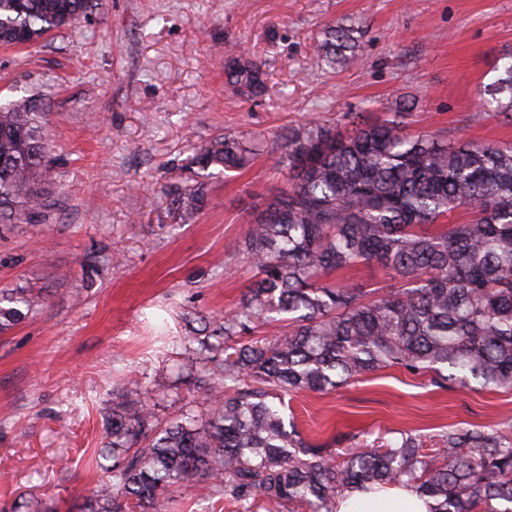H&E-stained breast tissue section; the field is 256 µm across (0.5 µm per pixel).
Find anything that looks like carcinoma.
<instances>
[{
	"label": "carcinoma",
	"instance_id": "cac0c4a2",
	"mask_svg": "<svg viewBox=\"0 0 512 512\" xmlns=\"http://www.w3.org/2000/svg\"><path fill=\"white\" fill-rule=\"evenodd\" d=\"M97 0H0V46L32 47L89 18ZM353 26H330L319 44L329 65L356 64ZM483 110L512 113V53L501 58ZM227 83L258 96L266 74L239 55ZM38 100L0 105V223L28 224L46 209L51 159ZM292 127L277 163L290 181L232 249L257 279L236 309L190 337L209 365L197 377L203 401L160 417L128 380L102 409L95 452L105 480L84 512H170L174 493L228 499L238 512L290 504L336 512L358 491L402 483L432 501L430 512H512V433L458 427L421 452L403 432L379 448L332 452L305 441L284 398L328 393L380 369L434 376V383L512 390V142H448L409 132L398 112L345 116ZM261 151L233 135L194 148L200 181L170 190L180 218L202 207L209 169L231 178ZM468 210V217L452 214ZM378 264L399 279L384 293L370 282L333 279ZM41 306L26 288L0 289V333ZM285 322L275 342L244 340Z\"/></svg>",
	"mask_w": 512,
	"mask_h": 512
}]
</instances>
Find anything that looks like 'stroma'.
I'll return each instance as SVG.
<instances>
[{"label": "stroma", "instance_id": "stroma-1", "mask_svg": "<svg viewBox=\"0 0 512 512\" xmlns=\"http://www.w3.org/2000/svg\"><path fill=\"white\" fill-rule=\"evenodd\" d=\"M340 23L363 31L362 66L318 64L324 28ZM221 44L266 72L263 95L226 84ZM510 50L512 0H100L36 47H0V103L41 100L51 156L44 215L0 224V288L43 298L0 334V512L21 496L76 512L103 477L100 411L123 375L164 416L202 399L186 322L234 310L252 284L250 257L225 245L286 188L289 128L400 112L412 131L512 140L498 113L470 119ZM224 134L262 152L235 179H209L183 223L168 191L195 186L194 145ZM286 413L306 440L338 430L378 445L404 430L507 429L512 391L387 369L296 393Z\"/></svg>", "mask_w": 512, "mask_h": 512}]
</instances>
